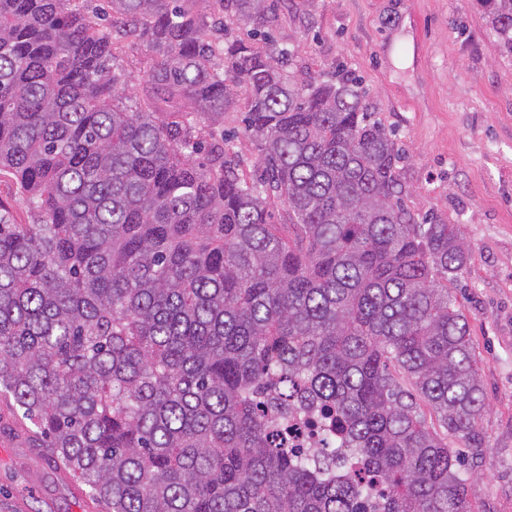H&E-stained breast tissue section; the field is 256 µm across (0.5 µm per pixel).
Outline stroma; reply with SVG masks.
<instances>
[{
    "label": "stroma",
    "instance_id": "obj_1",
    "mask_svg": "<svg viewBox=\"0 0 512 512\" xmlns=\"http://www.w3.org/2000/svg\"><path fill=\"white\" fill-rule=\"evenodd\" d=\"M270 32L295 75L361 80L401 151L405 205L460 225L471 259L449 289L489 404L481 455L461 450L468 495L476 512H512V58L471 0H280ZM152 57L138 40L119 51L128 103ZM0 512H99L1 400Z\"/></svg>",
    "mask_w": 512,
    "mask_h": 512
}]
</instances>
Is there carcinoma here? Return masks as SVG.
Segmentation results:
<instances>
[{"instance_id":"obj_1","label":"carcinoma","mask_w":512,"mask_h":512,"mask_svg":"<svg viewBox=\"0 0 512 512\" xmlns=\"http://www.w3.org/2000/svg\"><path fill=\"white\" fill-rule=\"evenodd\" d=\"M0 0V396L105 512H473L487 401L459 226L408 211L359 84L298 80L279 0ZM512 56V0H474ZM252 26L263 46L238 35ZM155 54L124 101L117 39ZM250 100L240 172L224 112ZM281 206L288 225L271 222ZM408 380L405 388L392 369ZM333 420L301 454L269 432ZM0 204L8 207L22 224L31 223L27 205L8 178H0Z\"/></svg>"}]
</instances>
